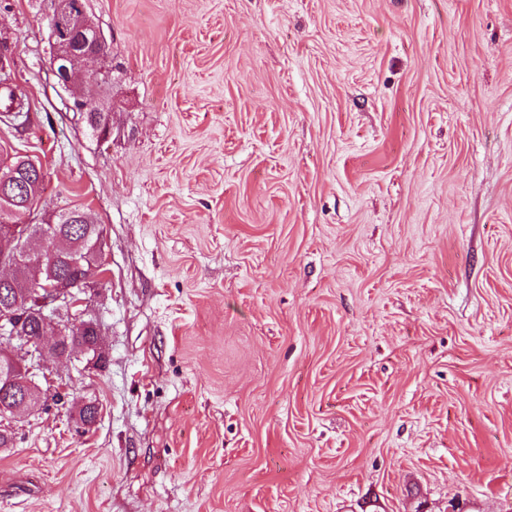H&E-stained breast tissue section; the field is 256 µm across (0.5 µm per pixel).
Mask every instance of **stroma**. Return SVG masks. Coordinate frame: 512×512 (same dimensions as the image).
I'll use <instances>...</instances> for the list:
<instances>
[{"label":"stroma","instance_id":"stroma-1","mask_svg":"<svg viewBox=\"0 0 512 512\" xmlns=\"http://www.w3.org/2000/svg\"><path fill=\"white\" fill-rule=\"evenodd\" d=\"M86 13L105 134L0 0V158L103 226L105 356L49 362L0 512H512V0Z\"/></svg>","mask_w":512,"mask_h":512}]
</instances>
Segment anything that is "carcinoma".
<instances>
[{
  "label": "carcinoma",
  "mask_w": 512,
  "mask_h": 512,
  "mask_svg": "<svg viewBox=\"0 0 512 512\" xmlns=\"http://www.w3.org/2000/svg\"><path fill=\"white\" fill-rule=\"evenodd\" d=\"M41 165L25 157H16L10 163L0 165V226L9 223L13 216L25 213L30 201H38L42 180L39 179ZM104 229L93 222L82 211L67 210L59 214L54 224L57 239L56 256L53 261L40 262L39 237L32 231L21 242L24 264L11 281L0 282V290L14 305L20 329L31 336L39 334V323L27 303L34 289L43 283L68 288L88 275L100 270V258L104 242ZM94 342L89 330L71 332L58 346L57 355L67 357L75 349ZM20 375L11 374L0 357V404H23V411H33L44 405L46 397L38 386L23 392L19 384Z\"/></svg>",
  "instance_id": "cac0c4a2"
}]
</instances>
